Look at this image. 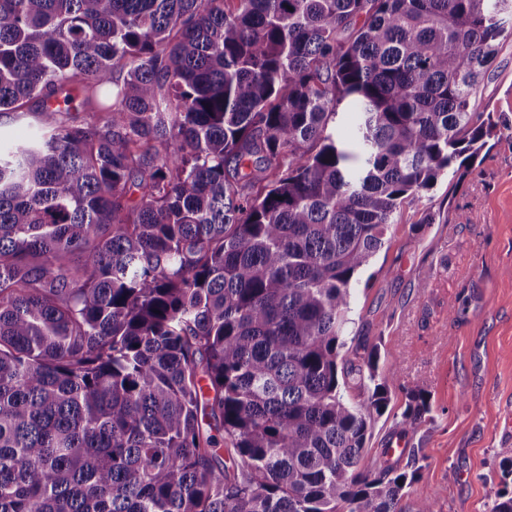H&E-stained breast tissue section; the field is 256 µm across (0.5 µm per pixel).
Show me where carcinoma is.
<instances>
[{
	"label": "carcinoma",
	"instance_id": "cac0c4a2",
	"mask_svg": "<svg viewBox=\"0 0 512 512\" xmlns=\"http://www.w3.org/2000/svg\"><path fill=\"white\" fill-rule=\"evenodd\" d=\"M509 35L512 0H0L39 123L0 145V512H400L352 280L512 138L476 101Z\"/></svg>",
	"mask_w": 512,
	"mask_h": 512
}]
</instances>
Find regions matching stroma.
<instances>
[{"label":"stroma","instance_id":"stroma-1","mask_svg":"<svg viewBox=\"0 0 512 512\" xmlns=\"http://www.w3.org/2000/svg\"><path fill=\"white\" fill-rule=\"evenodd\" d=\"M477 101L512 121V39L503 41ZM457 182L441 177L394 215L385 246L354 285L341 351L379 349L388 388L373 415L371 448L396 442L407 393L425 389L431 412L407 442L421 469L401 512L431 497L436 512H489L512 491V139H489Z\"/></svg>","mask_w":512,"mask_h":512}]
</instances>
